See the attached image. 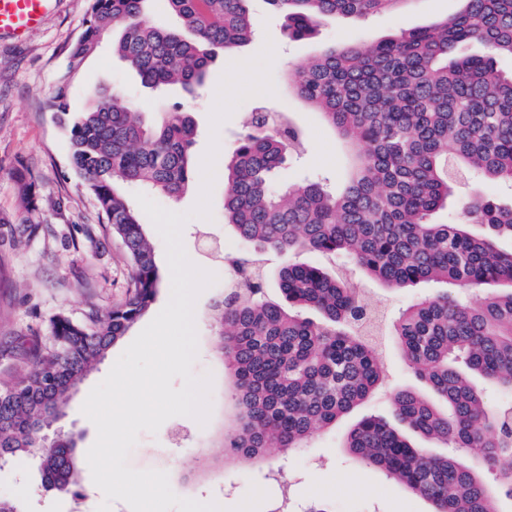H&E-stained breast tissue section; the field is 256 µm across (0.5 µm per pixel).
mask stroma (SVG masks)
Returning a JSON list of instances; mask_svg holds the SVG:
<instances>
[{
    "mask_svg": "<svg viewBox=\"0 0 512 512\" xmlns=\"http://www.w3.org/2000/svg\"><path fill=\"white\" fill-rule=\"evenodd\" d=\"M257 18L253 40L245 47L218 54L205 84L195 94L174 90L159 96L140 84L111 46L87 60L72 81L70 109L85 111L93 91L121 88L148 112L180 102L197 126L195 158H202L210 137H217L219 157L232 154L244 120L265 103L293 114L308 137L306 152L293 159L285 175L289 181L328 179L342 187L351 167L346 146L327 129L317 114L283 86L287 71L305 64L326 46L376 41L403 29L429 26L457 12L459 0H411L403 10L367 21L346 16L325 19L314 38L288 39L281 19L265 0H252ZM88 0H57L42 25L21 40L0 37V382L14 379L23 369L33 338L48 340L50 321L60 313L76 320L91 310L108 311L124 301L129 286L125 248L103 224L94 195L74 170L67 138L47 104L56 91L69 49L84 27ZM272 41L275 97L254 96L244 101L219 130H212V109L219 79L234 61L256 55ZM36 182L38 208L26 212L21 204L19 173ZM224 181L216 179L211 193V219L189 220L182 233L190 260L214 273L217 281L196 301L198 354L196 376L211 375V413L206 424L186 416L166 420L156 433H140L127 462L132 469L166 472L172 490L200 502L221 501L236 507L251 486L268 494L260 512H274L288 501L294 512H306L313 502L331 512H431L432 506L377 468L350 456L344 446L352 426L370 413L392 418L390 396L397 390L419 387L392 334L400 312L415 298L412 290L392 291L358 270L350 275L372 304L384 314L378 359L385 382L367 402L320 431L304 447L282 451L270 448L264 461L246 463L224 456V437L238 425L231 364L216 349L213 305L224 294V255L242 250V243L224 223ZM36 224L33 235L19 231L23 222ZM170 279H163L148 312L141 317L104 360L78 385L56 427L79 436L80 487L77 494L31 493L38 476L33 460L0 467V495L20 498L25 512H97L105 503L94 484L86 454L97 437L94 424L81 407L91 389L105 379L116 360L166 305Z\"/></svg>",
    "mask_w": 512,
    "mask_h": 512,
    "instance_id": "1",
    "label": "stroma"
}]
</instances>
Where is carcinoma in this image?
<instances>
[{"label": "carcinoma", "instance_id": "carcinoma-1", "mask_svg": "<svg viewBox=\"0 0 512 512\" xmlns=\"http://www.w3.org/2000/svg\"><path fill=\"white\" fill-rule=\"evenodd\" d=\"M49 103L71 160L121 238L131 268L126 300L100 316L51 321V342L27 370L0 384V463L38 457L37 492L73 493L71 434L46 446L45 428L83 378L149 309L161 284L142 215L126 198L135 184L176 198L194 173V120L179 102L148 121L118 88L87 112L70 113L71 77L114 29L112 53L154 90L201 86L217 52L253 36L252 0H88ZM160 3L179 26L159 27ZM408 0H266L288 38H311L326 16L366 19ZM461 12L366 46H332L287 73L288 86L349 147L339 190L315 180L283 183L285 156L305 150L303 127L266 105L249 113L224 178V224L251 246L226 258L238 279L224 289L216 348L228 356L239 426L224 448L246 461L266 449L303 447L382 387L376 337L383 315L342 273L297 257L349 259L390 290L439 289L410 303L393 324L401 354L437 397L392 396L401 422L426 442L463 450L436 455L376 415L349 431L344 448L433 506L432 512H501L512 501V400L491 404L481 382L512 395V201L486 192L461 200L460 216L433 220L467 176L512 182V0H463ZM282 258L280 298L267 296L266 254ZM494 473V484L482 471Z\"/></svg>", "mask_w": 512, "mask_h": 512}]
</instances>
